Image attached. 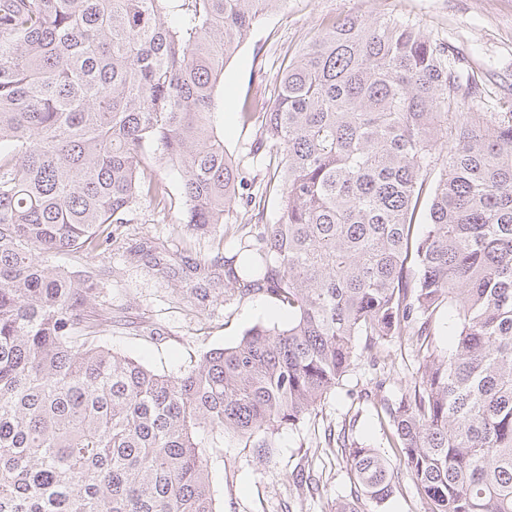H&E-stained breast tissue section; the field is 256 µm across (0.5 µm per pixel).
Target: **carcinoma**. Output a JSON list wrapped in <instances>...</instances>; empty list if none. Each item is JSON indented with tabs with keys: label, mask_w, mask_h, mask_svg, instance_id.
I'll use <instances>...</instances> for the list:
<instances>
[{
	"label": "carcinoma",
	"mask_w": 512,
	"mask_h": 512,
	"mask_svg": "<svg viewBox=\"0 0 512 512\" xmlns=\"http://www.w3.org/2000/svg\"><path fill=\"white\" fill-rule=\"evenodd\" d=\"M287 0H0V512H219L208 460L264 458L362 351L415 347L386 439L425 512H512V116L463 112L448 46L410 20L348 16L242 112L224 149V67ZM177 171L182 223L237 231L278 195L224 292L288 309L179 377L98 345L92 255ZM430 197L421 232V199ZM448 311L452 345L434 344ZM336 512H379L399 472L341 440Z\"/></svg>",
	"instance_id": "obj_1"
}]
</instances>
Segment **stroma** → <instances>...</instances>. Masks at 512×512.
Returning <instances> with one entry per match:
<instances>
[{
    "label": "stroma",
    "instance_id": "1",
    "mask_svg": "<svg viewBox=\"0 0 512 512\" xmlns=\"http://www.w3.org/2000/svg\"><path fill=\"white\" fill-rule=\"evenodd\" d=\"M350 14L418 23L446 43L475 83L468 108L512 112V0H288L260 21L224 68V147L235 159L245 160L258 133L239 120L244 101L272 99L288 60L329 22ZM155 173L168 186L166 205L140 200L133 222L113 225L111 244L88 258L61 254L52 262L95 276V304L112 315L99 345L179 376L205 352L233 346L254 326L282 324L288 313L264 293L230 296L222 282L191 274L189 263L202 258L242 259V235L221 224L198 236L180 231L186 205L179 177L162 165ZM384 348L378 362L358 354L336 390L296 427L281 431L273 458L234 447L212 455L208 469L219 512H335L353 477L330 433L343 430L381 444L382 407L418 368L410 344L391 341ZM310 461L320 472L312 488L296 480Z\"/></svg>",
    "mask_w": 512,
    "mask_h": 512
}]
</instances>
